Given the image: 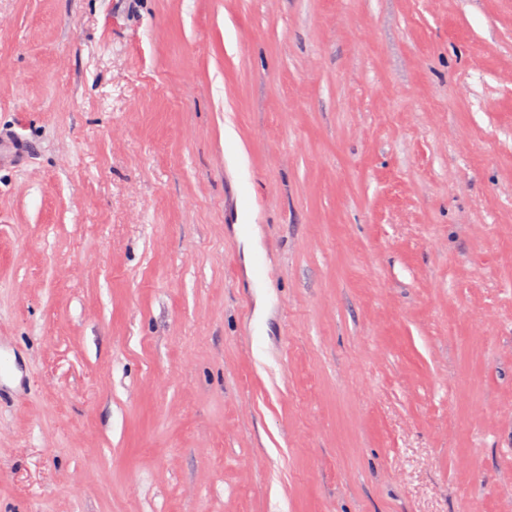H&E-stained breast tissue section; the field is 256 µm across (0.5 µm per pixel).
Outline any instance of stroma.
I'll list each match as a JSON object with an SVG mask.
<instances>
[{
	"label": "stroma",
	"instance_id": "stroma-1",
	"mask_svg": "<svg viewBox=\"0 0 512 512\" xmlns=\"http://www.w3.org/2000/svg\"><path fill=\"white\" fill-rule=\"evenodd\" d=\"M1 131L0 512H512V0H0Z\"/></svg>",
	"mask_w": 512,
	"mask_h": 512
}]
</instances>
